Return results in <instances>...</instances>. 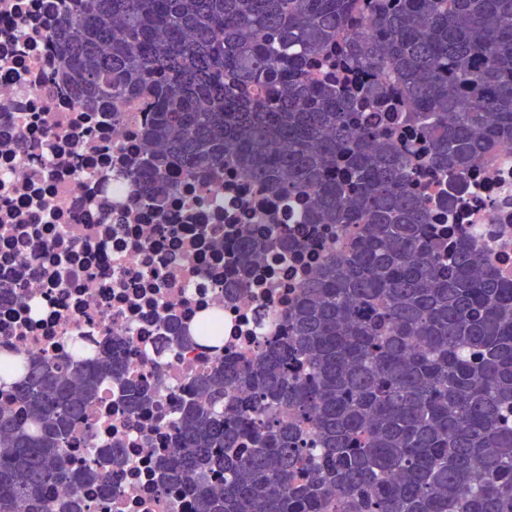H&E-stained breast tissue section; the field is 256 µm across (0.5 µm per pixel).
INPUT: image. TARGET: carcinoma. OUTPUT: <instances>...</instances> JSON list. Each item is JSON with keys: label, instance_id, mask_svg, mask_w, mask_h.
<instances>
[{"label": "carcinoma", "instance_id": "obj_1", "mask_svg": "<svg viewBox=\"0 0 512 512\" xmlns=\"http://www.w3.org/2000/svg\"><path fill=\"white\" fill-rule=\"evenodd\" d=\"M59 72L78 102L152 99L133 174L164 202L231 168L357 231L299 286L287 341L199 380L164 482L193 512H512V284L430 239L428 167L461 177L512 140V0H61ZM417 126L421 143L399 135ZM294 232L242 236L288 258ZM106 359L34 365L0 413V512H40ZM246 390L244 400L235 392ZM135 409L150 399L122 389ZM292 408L299 422L280 423ZM224 474V494L205 485ZM336 492V503L326 491Z\"/></svg>", "mask_w": 512, "mask_h": 512}]
</instances>
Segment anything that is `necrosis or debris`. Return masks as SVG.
I'll return each instance as SVG.
<instances>
[{
    "instance_id": "1",
    "label": "necrosis or debris",
    "mask_w": 512,
    "mask_h": 512,
    "mask_svg": "<svg viewBox=\"0 0 512 512\" xmlns=\"http://www.w3.org/2000/svg\"><path fill=\"white\" fill-rule=\"evenodd\" d=\"M53 0H0V361L74 364L112 357L126 381L149 390L137 414L104 379L63 452L103 480L56 489L76 512H189L187 488L163 486L160 456L175 446L172 419L217 366L264 355L288 336L304 280L352 232L307 224L277 193L243 177L206 172L163 206L149 204L131 164L154 117L139 99L108 112L79 105L56 78ZM436 220L512 280V141L453 179L423 170ZM299 229L287 260L238 256L242 233ZM224 322L222 354L176 339L172 323Z\"/></svg>"
}]
</instances>
